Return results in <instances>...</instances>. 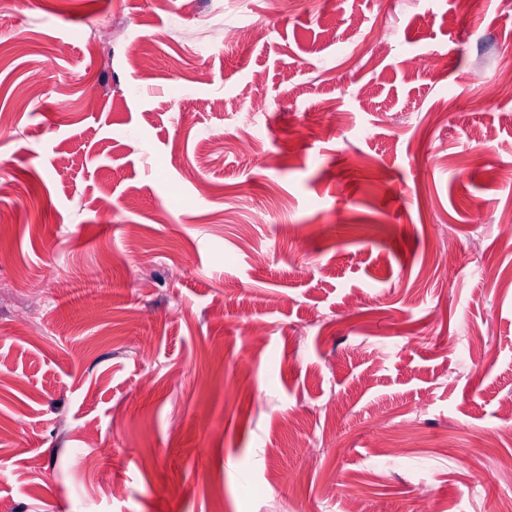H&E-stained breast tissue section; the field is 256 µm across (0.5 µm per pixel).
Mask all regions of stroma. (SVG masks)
I'll return each mask as SVG.
<instances>
[{
    "label": "stroma",
    "instance_id": "stroma-1",
    "mask_svg": "<svg viewBox=\"0 0 512 512\" xmlns=\"http://www.w3.org/2000/svg\"><path fill=\"white\" fill-rule=\"evenodd\" d=\"M509 58L501 0H0V512L512 498Z\"/></svg>",
    "mask_w": 512,
    "mask_h": 512
}]
</instances>
